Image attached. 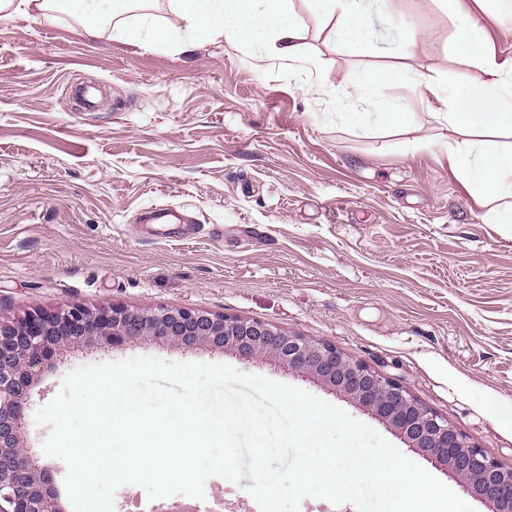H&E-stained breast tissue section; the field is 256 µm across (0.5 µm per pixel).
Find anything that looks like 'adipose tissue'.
<instances>
[{
    "label": "adipose tissue",
    "instance_id": "adipose-tissue-1",
    "mask_svg": "<svg viewBox=\"0 0 512 512\" xmlns=\"http://www.w3.org/2000/svg\"><path fill=\"white\" fill-rule=\"evenodd\" d=\"M158 0H0V21L19 18L77 22L87 34L109 29L114 42L143 49H181L197 42L259 46L261 59L296 66L304 53L305 26L289 0H165L176 18L162 23ZM320 23L326 45L339 50L366 45L370 23L365 0H302ZM456 19L454 45L475 70L467 87L438 82L417 70L387 65L354 70L336 109L353 130H448V161L465 191L489 204L488 221L512 224V146L492 139L512 130V56L499 50L494 31L512 18V0H441Z\"/></svg>",
    "mask_w": 512,
    "mask_h": 512
}]
</instances>
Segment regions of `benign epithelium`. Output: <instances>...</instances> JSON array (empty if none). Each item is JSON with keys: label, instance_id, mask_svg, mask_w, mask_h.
Segmentation results:
<instances>
[{"label": "benign epithelium", "instance_id": "benign-epithelium-1", "mask_svg": "<svg viewBox=\"0 0 512 512\" xmlns=\"http://www.w3.org/2000/svg\"><path fill=\"white\" fill-rule=\"evenodd\" d=\"M142 339L186 350L229 348L247 361L271 358L292 372L315 376L371 409L410 447L450 467L465 491L493 501L498 512H512L511 461L489 456L404 386L331 345L239 317L124 305L38 308L17 322L0 324V512H62L44 465L26 445L27 410L44 374L76 352Z\"/></svg>", "mask_w": 512, "mask_h": 512}]
</instances>
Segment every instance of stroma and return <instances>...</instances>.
Instances as JSON below:
<instances>
[{
    "label": "stroma",
    "mask_w": 512,
    "mask_h": 512,
    "mask_svg": "<svg viewBox=\"0 0 512 512\" xmlns=\"http://www.w3.org/2000/svg\"><path fill=\"white\" fill-rule=\"evenodd\" d=\"M367 7L364 48H327L305 18L319 73L222 41L162 52L73 22H1L0 323L38 307L114 304L269 323L399 382L489 456L512 459V226L483 223L438 125L354 131L335 114V91L356 67L406 65L460 86L472 68L437 0ZM75 81L96 87L93 107L75 102ZM157 206L187 216L181 240L145 237L137 217ZM139 356L224 363L298 387L462 493L452 471L373 412L231 350L144 340L78 353L44 375L30 412L74 369ZM218 495L222 512H260L219 476L206 480L201 512ZM462 495L474 512H494Z\"/></svg>",
    "instance_id": "1"
}]
</instances>
